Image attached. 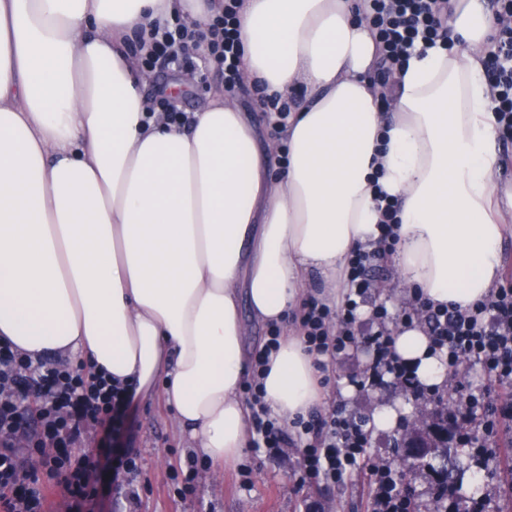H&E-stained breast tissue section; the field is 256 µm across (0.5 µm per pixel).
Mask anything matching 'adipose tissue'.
<instances>
[{"label":"adipose tissue","instance_id":"ef3b65f1","mask_svg":"<svg viewBox=\"0 0 512 512\" xmlns=\"http://www.w3.org/2000/svg\"><path fill=\"white\" fill-rule=\"evenodd\" d=\"M223 9L0 0V341L161 396L196 450L227 463L249 436L241 303L284 329L265 400L294 421L325 390L287 321L310 275L341 300L351 255L376 245L378 191L398 204L387 261L401 285L461 311L499 280L512 191L494 179L487 0H448L451 44L410 58L387 114L357 0H243L246 86L306 91L263 148L221 92L184 125L146 110L138 32L177 13L205 30ZM392 336L420 383L444 389L424 328Z\"/></svg>","mask_w":512,"mask_h":512}]
</instances>
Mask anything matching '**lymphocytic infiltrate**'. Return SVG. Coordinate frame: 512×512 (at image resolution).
Instances as JSON below:
<instances>
[{"instance_id":"lymphocytic-infiltrate-1","label":"lymphocytic infiltrate","mask_w":512,"mask_h":512,"mask_svg":"<svg viewBox=\"0 0 512 512\" xmlns=\"http://www.w3.org/2000/svg\"><path fill=\"white\" fill-rule=\"evenodd\" d=\"M440 4L441 0H363L359 10L374 30L380 51L377 82L381 87H389L418 48L448 41V21ZM240 7V0H224L223 16L205 33L181 18L154 26L140 43L145 64L190 63L204 42L210 68L223 76L225 93H233L241 80ZM493 43L484 65L490 77L497 138L511 142L512 27H501ZM369 261V253L352 255L346 274L349 288L340 303L329 305L314 298L305 303L300 328L308 352L335 359L356 348L355 326L370 288L364 276ZM420 312L425 315L432 349L446 354L449 363L465 361L496 381H512L511 283L492 290L465 312L414 299L402 314L403 323H413ZM365 343L371 362L357 380L358 388L388 376L415 398L434 397V390L423 387L414 370L395 354L387 329H379ZM264 366L263 353L256 354L244 389L251 409L253 447L272 453L288 446L299 448L303 477L345 482L369 446L365 421L333 413L316 420L301 417L292 428H285L265 403ZM132 401L128 387L113 383L108 374L36 360L1 342L0 512H47L48 488L40 479L44 473L57 477V490L68 512H92L104 494L101 472L119 481L137 469L126 428ZM462 415L469 418L471 427L460 432L456 442L469 449L473 462L484 468L502 459L501 433L512 424V400H499L487 390L471 393L455 401L448 419L454 423ZM90 436L95 448L79 452V445ZM369 473L372 512H417L414 499L401 492L388 467L374 464Z\"/></svg>"}]
</instances>
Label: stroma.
<instances>
[{
    "label": "stroma",
    "mask_w": 512,
    "mask_h": 512,
    "mask_svg": "<svg viewBox=\"0 0 512 512\" xmlns=\"http://www.w3.org/2000/svg\"><path fill=\"white\" fill-rule=\"evenodd\" d=\"M150 93L166 88L170 82H182L177 99L185 112L199 108L213 89L223 87L221 75L195 61L191 67L176 68L159 65L149 70ZM372 281L366 302H385L388 325L398 324L402 310L411 297L406 290L380 293L378 284H396L395 269L384 258L374 257L367 268ZM370 361L365 348L351 351L332 363L328 383L330 395L314 408L316 416L331 412L368 420L376 403H400L406 409V420H413L420 407L409 391L385 379L365 390L354 386ZM134 423L132 446L139 454V472L131 484L108 489L97 512H310L319 505L322 512H371L370 475L367 470L354 472L344 483L331 484L321 480L300 481L296 449H285L282 456L272 457L265 451L246 448L239 462L224 466H207L203 478L196 481V493L180 499L172 476L176 469L187 466L196 452L191 440L175 427L171 411L161 398L136 399L130 412ZM398 430L375 431L371 434L369 454L380 463H389L401 475L418 502L419 512H433L429 488L436 477L435 470H411L397 461L395 442ZM251 473L242 476L241 466Z\"/></svg>",
    "instance_id": "stroma-1"
}]
</instances>
